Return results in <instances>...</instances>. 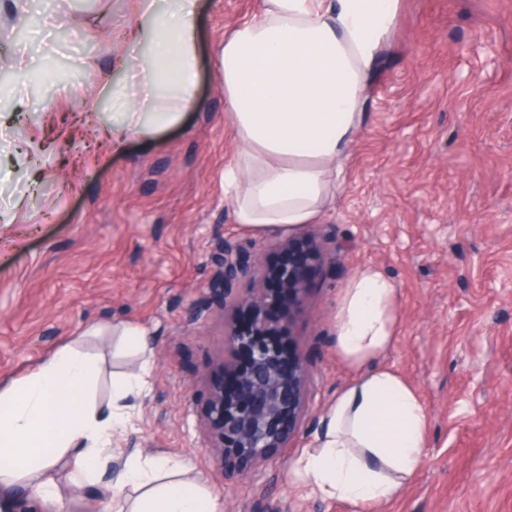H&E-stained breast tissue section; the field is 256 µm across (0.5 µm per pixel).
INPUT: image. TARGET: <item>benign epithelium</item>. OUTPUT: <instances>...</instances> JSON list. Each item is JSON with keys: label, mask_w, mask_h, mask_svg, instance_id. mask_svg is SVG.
<instances>
[{"label": "benign epithelium", "mask_w": 512, "mask_h": 512, "mask_svg": "<svg viewBox=\"0 0 512 512\" xmlns=\"http://www.w3.org/2000/svg\"><path fill=\"white\" fill-rule=\"evenodd\" d=\"M218 267L220 304L224 313L247 311L251 324L238 320L226 322L225 348L232 354L246 349L251 365L232 381L213 385L210 391L208 421L214 443L210 446L214 462L224 470V481L233 483L248 475V469L267 461L271 454L288 447L304 408V392L309 368L296 353L283 363L278 351L259 340L292 321V310L306 299L305 270L293 265L286 269L262 272L260 253L250 251L237 241L225 238L214 252ZM281 280L291 298L289 310L279 319L266 317L274 290L263 288L247 294L237 292L238 284L259 274Z\"/></svg>", "instance_id": "benign-epithelium-1"}]
</instances>
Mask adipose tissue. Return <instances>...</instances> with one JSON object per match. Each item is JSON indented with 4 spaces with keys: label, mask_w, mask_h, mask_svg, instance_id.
Masks as SVG:
<instances>
[{
    "label": "adipose tissue",
    "mask_w": 512,
    "mask_h": 512,
    "mask_svg": "<svg viewBox=\"0 0 512 512\" xmlns=\"http://www.w3.org/2000/svg\"><path fill=\"white\" fill-rule=\"evenodd\" d=\"M137 0L117 71L136 70L143 106H125L112 147L179 124L197 101L196 0ZM399 0H261L221 45L224 112L238 151L224 168V199L236 224L255 233H290L315 223L342 188L348 152L362 130L378 54ZM397 288L375 265L359 268L340 303L336 351L356 375L321 419L293 473L315 496L376 512L419 469L429 416L417 393L379 365L397 328ZM95 363L67 344L42 357L22 380L0 385V503L17 487L54 499L64 455L91 480L112 460L125 431V400L142 376L112 385L108 415L90 407ZM136 491L135 499L124 495ZM101 512H222L219 496L191 479L180 460L130 453L106 486Z\"/></svg>",
    "instance_id": "ef3b65f1"
}]
</instances>
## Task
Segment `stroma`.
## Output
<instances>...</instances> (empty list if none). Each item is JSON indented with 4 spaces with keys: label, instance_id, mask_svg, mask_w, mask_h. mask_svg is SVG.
<instances>
[{
    "label": "stroma",
    "instance_id": "stroma-1",
    "mask_svg": "<svg viewBox=\"0 0 512 512\" xmlns=\"http://www.w3.org/2000/svg\"><path fill=\"white\" fill-rule=\"evenodd\" d=\"M200 108L151 140L113 151L100 130L126 76L111 70L131 0H0V384L80 336L104 406L138 356L112 326L142 327L153 350L145 390L115 460L133 451L179 458L220 494L223 512H358L308 495L289 466L354 377L336 354V312L361 266L398 288V327L382 366L399 373L428 415L416 474L377 512H512V0H401L378 58L363 129L349 150L318 233L309 294L287 337L310 377L297 437L254 475L225 484L209 453L206 404L227 359L213 300L215 244L256 243L263 266L285 257L278 234L235 224L224 163L237 144L224 115L214 46L260 0H199ZM25 58L41 81L22 79ZM91 323L103 333L83 336ZM105 477L73 484L64 512H99Z\"/></svg>",
    "mask_w": 512,
    "mask_h": 512
}]
</instances>
